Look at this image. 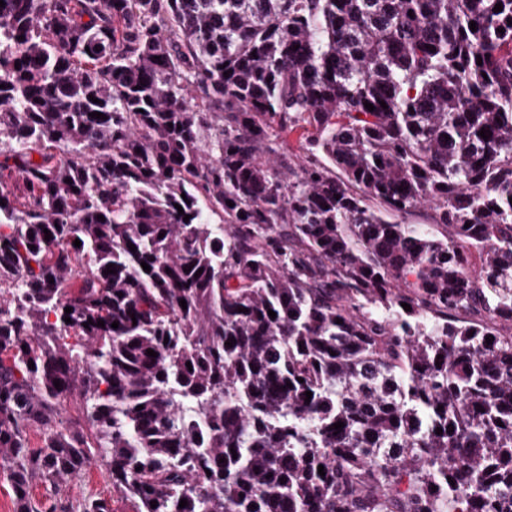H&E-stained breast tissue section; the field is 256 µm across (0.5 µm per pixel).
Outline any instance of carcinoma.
<instances>
[{
  "label": "carcinoma",
  "instance_id": "obj_1",
  "mask_svg": "<svg viewBox=\"0 0 512 512\" xmlns=\"http://www.w3.org/2000/svg\"><path fill=\"white\" fill-rule=\"evenodd\" d=\"M3 2L13 512H512V0ZM108 477L103 468L92 464L84 472L81 479L75 482L70 490L72 498L109 490Z\"/></svg>",
  "mask_w": 512,
  "mask_h": 512
}]
</instances>
